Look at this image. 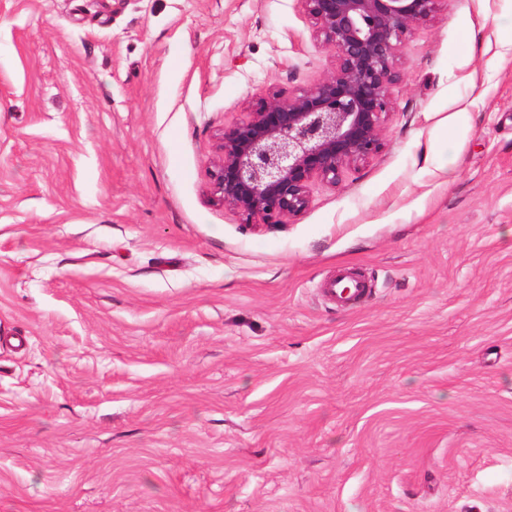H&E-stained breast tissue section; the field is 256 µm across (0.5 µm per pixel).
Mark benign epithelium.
Here are the masks:
<instances>
[{
    "label": "benign epithelium",
    "mask_w": 512,
    "mask_h": 512,
    "mask_svg": "<svg viewBox=\"0 0 512 512\" xmlns=\"http://www.w3.org/2000/svg\"><path fill=\"white\" fill-rule=\"evenodd\" d=\"M333 51L327 74L280 89L219 134L210 173L214 201L255 226L285 224L308 204L314 179L377 157L400 79L399 49L430 23L440 0H299Z\"/></svg>",
    "instance_id": "obj_1"
}]
</instances>
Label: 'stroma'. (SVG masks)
<instances>
[{
	"instance_id": "stroma-1",
	"label": "stroma",
	"mask_w": 512,
	"mask_h": 512,
	"mask_svg": "<svg viewBox=\"0 0 512 512\" xmlns=\"http://www.w3.org/2000/svg\"><path fill=\"white\" fill-rule=\"evenodd\" d=\"M400 58L257 229L209 172L330 69L298 0H0V512H512V0Z\"/></svg>"
}]
</instances>
